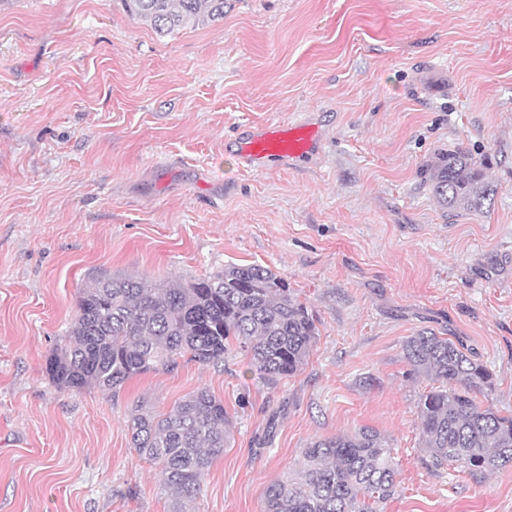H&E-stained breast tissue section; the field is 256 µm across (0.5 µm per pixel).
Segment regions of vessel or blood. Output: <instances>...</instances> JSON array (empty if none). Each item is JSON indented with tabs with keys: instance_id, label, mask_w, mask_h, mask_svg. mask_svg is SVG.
Returning a JSON list of instances; mask_svg holds the SVG:
<instances>
[{
	"instance_id": "b4317fda",
	"label": "vessel or blood",
	"mask_w": 512,
	"mask_h": 512,
	"mask_svg": "<svg viewBox=\"0 0 512 512\" xmlns=\"http://www.w3.org/2000/svg\"><path fill=\"white\" fill-rule=\"evenodd\" d=\"M320 132L307 125H267L244 130L236 148L247 164H259L269 159L303 163L316 152Z\"/></svg>"
}]
</instances>
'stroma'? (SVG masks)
Returning a JSON list of instances; mask_svg holds the SVG:
<instances>
[{
    "label": "stroma",
    "instance_id": "1",
    "mask_svg": "<svg viewBox=\"0 0 512 512\" xmlns=\"http://www.w3.org/2000/svg\"><path fill=\"white\" fill-rule=\"evenodd\" d=\"M310 123L302 166H246L237 128ZM490 155L487 212L444 211L437 154ZM260 264L318 336L276 383L231 355L119 396L46 361L104 275L152 282ZM463 344L512 414V0H230L158 38L122 0H0V512H170L132 414L207 388L232 436L189 512H261L312 439L369 427L399 464L382 512H512V467H436L407 337Z\"/></svg>",
    "mask_w": 512,
    "mask_h": 512
}]
</instances>
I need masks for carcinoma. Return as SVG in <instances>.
<instances>
[{
	"label": "carcinoma",
	"mask_w": 512,
	"mask_h": 512,
	"mask_svg": "<svg viewBox=\"0 0 512 512\" xmlns=\"http://www.w3.org/2000/svg\"><path fill=\"white\" fill-rule=\"evenodd\" d=\"M225 2L124 0L129 15L160 38L223 19ZM488 166L487 157L477 161L456 151L435 157L425 173L441 208L480 212L495 193ZM316 336L306 304L287 280L260 265L230 264L206 278L168 284L108 277L81 290L46 374L60 387H97L116 398L131 378L172 369L180 357L209 365L237 351L275 382L304 368ZM403 351L411 374L438 383L417 405L435 464L454 463L471 474L512 466V415L483 410L474 397L492 385L488 368L431 331L408 337ZM231 425L224 404L205 389L166 414L141 411L131 417V445L159 467L172 512H186L201 494ZM398 476L389 444L375 430L313 439L295 475L268 486L264 512H379L377 505L394 495Z\"/></svg>",
	"instance_id": "obj_1"
}]
</instances>
